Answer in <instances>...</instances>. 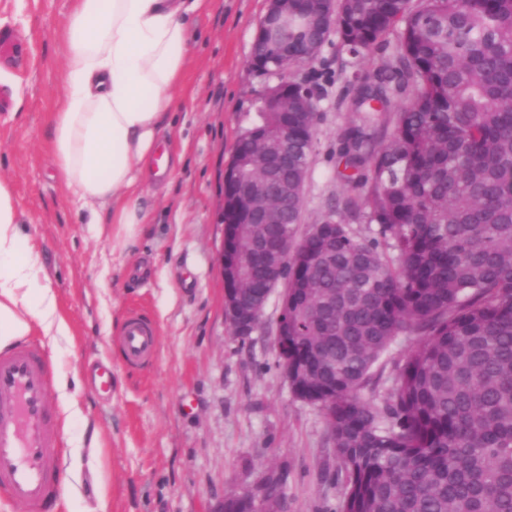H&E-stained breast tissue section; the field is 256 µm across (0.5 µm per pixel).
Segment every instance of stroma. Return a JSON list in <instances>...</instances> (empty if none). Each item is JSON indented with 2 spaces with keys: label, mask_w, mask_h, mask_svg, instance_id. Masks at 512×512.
Returning <instances> with one entry per match:
<instances>
[{
  "label": "stroma",
  "mask_w": 512,
  "mask_h": 512,
  "mask_svg": "<svg viewBox=\"0 0 512 512\" xmlns=\"http://www.w3.org/2000/svg\"><path fill=\"white\" fill-rule=\"evenodd\" d=\"M267 0H208L190 20L191 62L173 95L169 143L173 174L164 189L145 185L152 211L130 243L113 224H87L57 172L50 118L63 92L61 39L70 0H0V33L17 36L21 54L0 60V181L9 185L24 234L42 254L70 334L48 346L30 340L76 391L81 413L60 430L63 471L71 476L70 512H206L227 493L258 486L269 468L287 465L288 512H334L344 493L324 411L298 398L277 366L278 297L261 326L237 338L225 317L218 252L224 173L238 136L255 118L272 76L250 65ZM398 49L388 35L351 54L331 36L313 61L290 68L318 95L319 121L303 189L300 231L345 221L339 208L360 185L337 174L344 131L362 124L348 90L375 80ZM159 331L156 356L128 365L119 338L131 314ZM417 344L400 336L379 361L382 378L362 396L383 407L395 368ZM112 367V393L89 373ZM100 447H91L92 435Z\"/></svg>",
  "instance_id": "35a3bbf8"
}]
</instances>
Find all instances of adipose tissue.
Listing matches in <instances>:
<instances>
[{"label":"adipose tissue","mask_w":512,"mask_h":512,"mask_svg":"<svg viewBox=\"0 0 512 512\" xmlns=\"http://www.w3.org/2000/svg\"><path fill=\"white\" fill-rule=\"evenodd\" d=\"M206 0H71L63 98L52 124L57 170L90 223L109 212L127 238L150 223L147 175H166L159 139L188 65L185 18ZM42 255L27 241L0 182V352L33 331L50 345L70 334L56 294L41 279Z\"/></svg>","instance_id":"ef3b65f1"}]
</instances>
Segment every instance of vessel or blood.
I'll list each match as a JSON object with an SVG mask.
<instances>
[{
  "label": "vessel or blood",
  "instance_id": "1",
  "mask_svg": "<svg viewBox=\"0 0 512 512\" xmlns=\"http://www.w3.org/2000/svg\"><path fill=\"white\" fill-rule=\"evenodd\" d=\"M125 361L148 364L157 352L155 326L133 314L120 336ZM53 372L40 347L24 342L0 353V497L23 512H48L62 467Z\"/></svg>",
  "mask_w": 512,
  "mask_h": 512
}]
</instances>
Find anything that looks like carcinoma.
I'll list each match as a JSON object with an SVG mask.
<instances>
[{
    "label": "carcinoma",
    "mask_w": 512,
    "mask_h": 512,
    "mask_svg": "<svg viewBox=\"0 0 512 512\" xmlns=\"http://www.w3.org/2000/svg\"><path fill=\"white\" fill-rule=\"evenodd\" d=\"M323 27L308 5L288 21V60L332 33L358 54L396 34L398 53L377 82L351 89L358 112L391 114L375 141L345 131L339 176L365 187L340 222L297 237L313 151L314 113L288 84V111L266 112L239 188L288 126V213L240 225L232 304L286 284L278 366L302 400L325 412L345 472L339 512H512V0H332ZM406 92L407 104L394 108ZM285 248L268 278L261 246ZM400 335L417 346L396 368L386 404L361 391ZM283 480L262 487L281 507Z\"/></svg>",
    "instance_id": "cac0c4a2"
}]
</instances>
